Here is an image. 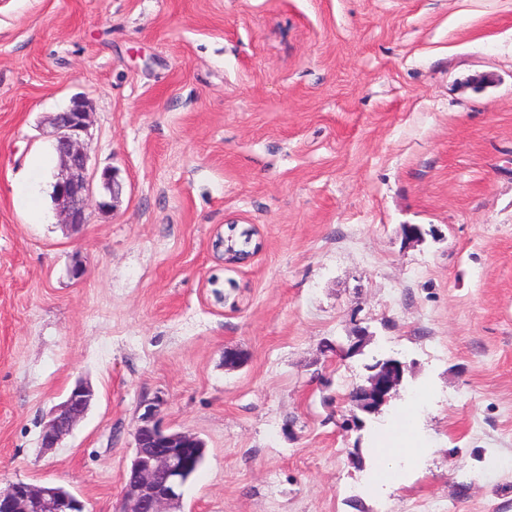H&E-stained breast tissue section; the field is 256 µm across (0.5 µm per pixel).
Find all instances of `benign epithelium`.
I'll return each instance as SVG.
<instances>
[{
  "label": "benign epithelium",
  "mask_w": 512,
  "mask_h": 512,
  "mask_svg": "<svg viewBox=\"0 0 512 512\" xmlns=\"http://www.w3.org/2000/svg\"><path fill=\"white\" fill-rule=\"evenodd\" d=\"M53 125L60 157L53 194L61 208L63 223L78 228L87 223L94 180L88 151L90 112L85 101L74 98L66 111L53 118ZM101 190L104 200L99 202V209L113 208L122 192L115 172H102ZM403 373L404 363L397 359L377 362L367 384L355 388L353 401L365 412L380 410L401 382ZM95 400L93 387L87 382H77L64 400L47 413L41 446L59 445ZM161 405L158 397L140 404L143 412L137 417L133 431V456L118 512H181L184 487L206 451L205 441L199 436L163 425ZM84 509V502L77 496L50 484L17 480L0 486V512H84Z\"/></svg>",
  "instance_id": "obj_1"
}]
</instances>
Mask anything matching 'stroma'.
Here are the masks:
<instances>
[{
    "label": "stroma",
    "mask_w": 512,
    "mask_h": 512,
    "mask_svg": "<svg viewBox=\"0 0 512 512\" xmlns=\"http://www.w3.org/2000/svg\"><path fill=\"white\" fill-rule=\"evenodd\" d=\"M76 96L123 193L74 232L50 118ZM156 396L207 446L182 512H512V0H0V484L116 512ZM404 367L403 362L393 358L378 361L373 366L374 373L367 378V384L355 388L353 401L365 412L380 410L401 382ZM96 397L95 390L88 382H77L64 400L47 413L41 435V446L55 448L59 445L83 419Z\"/></svg>",
    "instance_id": "35a3bbf8"
}]
</instances>
